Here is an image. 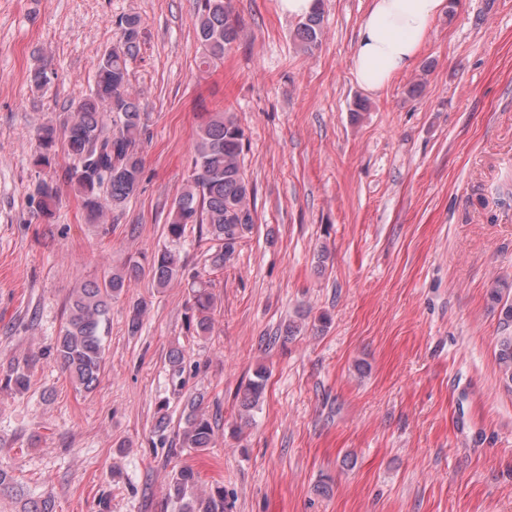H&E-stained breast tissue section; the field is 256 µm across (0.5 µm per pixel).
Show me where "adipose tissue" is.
Returning a JSON list of instances; mask_svg holds the SVG:
<instances>
[{
	"instance_id": "1",
	"label": "adipose tissue",
	"mask_w": 512,
	"mask_h": 512,
	"mask_svg": "<svg viewBox=\"0 0 512 512\" xmlns=\"http://www.w3.org/2000/svg\"><path fill=\"white\" fill-rule=\"evenodd\" d=\"M448 0H371L352 55V72L361 89L376 93L410 70L433 20Z\"/></svg>"
}]
</instances>
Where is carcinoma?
Instances as JSON below:
<instances>
[{"label":"carcinoma","instance_id":"cac0c4a2","mask_svg":"<svg viewBox=\"0 0 512 512\" xmlns=\"http://www.w3.org/2000/svg\"><path fill=\"white\" fill-rule=\"evenodd\" d=\"M322 0H315L314 12L298 26L301 47L310 50L322 36ZM120 44L99 58L95 66L94 89L70 107L63 122L45 124L37 131L41 152L35 164L52 165L58 140H63L72 162L58 179L42 181L36 187L40 212L48 216L59 200L61 186L80 197L92 222L122 208L137 191L144 170L140 151L147 134L146 113L138 95L130 89L128 61L139 49L143 22L137 14L123 17ZM195 29L202 49L200 64L209 68L224 62V53L237 40L239 25L226 0H200ZM244 131L230 112L215 111L199 125L192 147L194 172L175 200L166 236L180 240L187 226L199 225L213 242L209 254L211 269H222L234 256L240 242L256 224L255 188L246 178L243 167ZM144 277L151 286L163 290L174 283H186L191 301V320L198 336L210 335L213 328L215 297L209 281L195 272L188 276L179 254L161 252L150 267L130 257L122 267L106 272L99 280L73 289L66 305V319L54 346V360L76 389L90 392L96 388L106 367V321L112 300ZM491 299L500 305L501 336L498 338L496 362L499 378L512 390V300L503 299L498 290ZM148 308L144 299L129 307L127 327L135 336L143 324ZM16 392L29 388L26 366H14L8 375ZM266 380L259 367L241 393L242 415L249 418L260 403ZM204 396L192 395L186 401L188 412L178 432L180 447L196 452L210 447L216 420L203 409ZM199 474L189 465L172 471L165 486L164 499L176 512H227L224 487L198 489ZM21 512H54L52 500L45 496L30 497Z\"/></svg>","mask_w":512,"mask_h":512}]
</instances>
